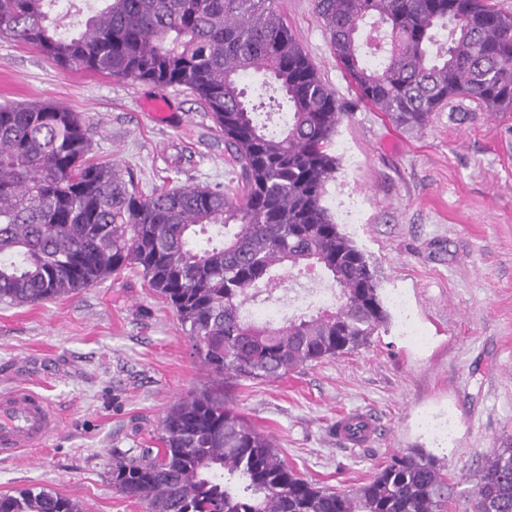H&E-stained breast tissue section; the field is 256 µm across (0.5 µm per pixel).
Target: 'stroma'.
<instances>
[{"mask_svg":"<svg viewBox=\"0 0 512 512\" xmlns=\"http://www.w3.org/2000/svg\"><path fill=\"white\" fill-rule=\"evenodd\" d=\"M274 6L347 110L324 203L373 266L390 323L355 353L233 385V404L319 485L356 488L392 456L419 450L455 484L450 512H469L487 454L512 445V108L459 98L423 129L398 126L359 102L312 0ZM158 97L168 104L162 120L143 108ZM33 100L76 112L94 131L93 161L132 175L143 192L238 185L223 134L190 91L63 68L0 38V104ZM334 302L326 280L293 272L285 281L284 315ZM405 314L422 342L403 336ZM211 381L137 270L35 306L0 303V388L29 385L62 420L45 446L0 458V494L30 487L84 512H146L113 487L112 459L159 447L164 413ZM445 412L450 438L422 429L424 414ZM345 414L376 422L371 441H337Z\"/></svg>","mask_w":512,"mask_h":512,"instance_id":"1","label":"stroma"}]
</instances>
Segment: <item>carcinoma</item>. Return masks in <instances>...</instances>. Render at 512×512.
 Returning <instances> with one entry per match:
<instances>
[{
  "label": "carcinoma",
  "instance_id": "obj_1",
  "mask_svg": "<svg viewBox=\"0 0 512 512\" xmlns=\"http://www.w3.org/2000/svg\"><path fill=\"white\" fill-rule=\"evenodd\" d=\"M58 0H0V36L65 68L190 90L240 167L230 193L150 194L88 158L91 128L49 103L0 105V302L34 306L128 268L174 309L194 354L224 384L181 399L162 447L112 461V486L149 512H448L436 462L394 456L351 490L320 487L280 457L228 396L368 345L390 315L364 253L324 205L345 109L273 0H94L61 30ZM358 99L410 128L458 98L512 106V16L490 0H313ZM263 75L248 86L246 77ZM207 235V247L195 243ZM325 272L332 309L245 314L285 271ZM472 512H512V446L485 458ZM0 512H83L57 493L0 495Z\"/></svg>",
  "mask_w": 512,
  "mask_h": 512
}]
</instances>
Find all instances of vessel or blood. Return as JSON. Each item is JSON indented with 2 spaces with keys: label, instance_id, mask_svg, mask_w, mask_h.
<instances>
[{
  "label": "vessel or blood",
  "instance_id": "obj_1",
  "mask_svg": "<svg viewBox=\"0 0 512 512\" xmlns=\"http://www.w3.org/2000/svg\"><path fill=\"white\" fill-rule=\"evenodd\" d=\"M61 428L50 402L27 386L0 391V456L41 445Z\"/></svg>",
  "mask_w": 512,
  "mask_h": 512
}]
</instances>
